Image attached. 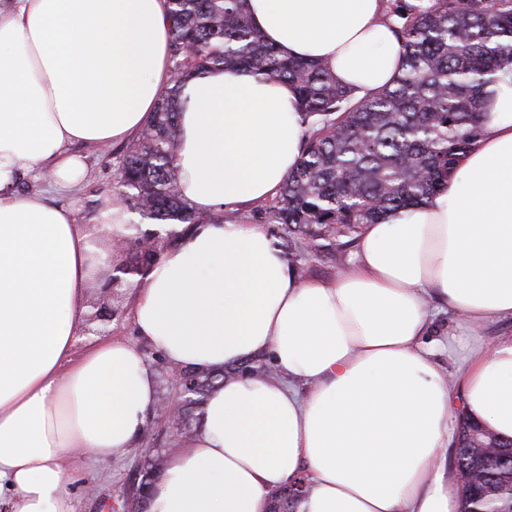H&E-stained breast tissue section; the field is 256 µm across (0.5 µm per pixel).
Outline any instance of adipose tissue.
Returning a JSON list of instances; mask_svg holds the SVG:
<instances>
[{
  "instance_id": "1",
  "label": "adipose tissue",
  "mask_w": 512,
  "mask_h": 512,
  "mask_svg": "<svg viewBox=\"0 0 512 512\" xmlns=\"http://www.w3.org/2000/svg\"><path fill=\"white\" fill-rule=\"evenodd\" d=\"M383 0H248L263 39L327 65L358 96L390 85L402 43ZM166 0H0V498L75 512L64 458L137 447L158 403L144 352L198 373L262 357L213 388L170 454L147 512H267L306 478L300 512H459L457 416L512 438V336L447 376L424 342L435 296L478 325L512 317V74L486 89L482 134L427 203L364 225L352 262L307 280L266 225L134 224L122 196L92 230L21 194L49 171L86 177L72 145L136 137L170 85ZM180 191L195 210L250 211L298 164L293 87L203 70L179 93ZM168 246L131 304L134 338L79 347L103 238Z\"/></svg>"
}]
</instances>
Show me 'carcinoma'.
<instances>
[{"label": "carcinoma", "mask_w": 512, "mask_h": 512, "mask_svg": "<svg viewBox=\"0 0 512 512\" xmlns=\"http://www.w3.org/2000/svg\"><path fill=\"white\" fill-rule=\"evenodd\" d=\"M384 20L402 41L393 83L358 97L322 63L286 56L254 28L245 0H167L173 86L147 126L117 156L124 196L146 224H275L288 257L303 264L441 191L481 134L485 88L512 72V0H385ZM245 68L294 86L306 126L301 158L279 193L242 215L196 211L175 164L179 84L201 70ZM167 247L139 251L150 268ZM231 367L196 376L189 405L204 402ZM455 465L474 478L478 512H512V440L461 416Z\"/></svg>", "instance_id": "obj_1"}]
</instances>
